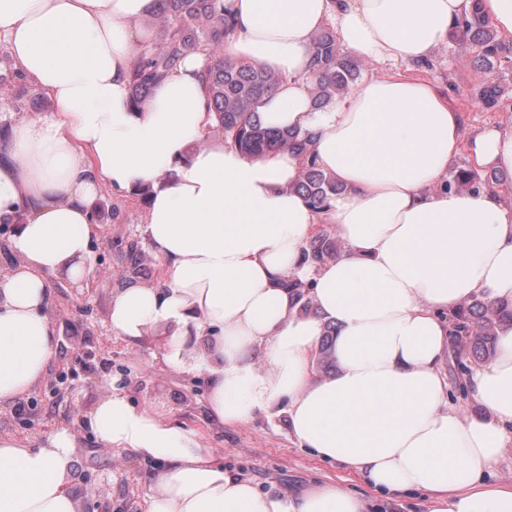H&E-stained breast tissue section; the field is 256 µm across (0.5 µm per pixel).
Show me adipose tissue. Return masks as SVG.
<instances>
[{
    "label": "adipose tissue",
    "mask_w": 512,
    "mask_h": 512,
    "mask_svg": "<svg viewBox=\"0 0 512 512\" xmlns=\"http://www.w3.org/2000/svg\"><path fill=\"white\" fill-rule=\"evenodd\" d=\"M470 5L224 0L234 24L225 55L281 78L258 105L264 125L310 140L344 188L319 214L293 188L297 154L210 138L203 54L185 56L133 105L131 62L155 41V0H0V36L20 75L55 104L0 141V221L19 225L18 263L0 278V407L46 377L57 346L50 280H85L102 187L144 189L143 231L163 283L117 291L111 330L134 344L162 329L170 367L207 372L215 423L283 414L300 447L374 489L422 493L431 512H512V484L490 479L512 444V328L465 376L471 414L451 401L447 373L449 314L475 296L512 307V124L464 137L436 87L402 74L364 79L321 109L308 92L324 26L356 59L415 63ZM463 152L499 182L443 190ZM317 224L335 225L344 252L314 268L301 252ZM292 277L312 281L317 314L299 313ZM328 321L336 371L321 376ZM85 423L101 447L161 463L147 512L371 510L331 482L259 491L194 433L113 386ZM79 444L66 427L33 446L0 436V512H83L71 489Z\"/></svg>",
    "instance_id": "ef3b65f1"
}]
</instances>
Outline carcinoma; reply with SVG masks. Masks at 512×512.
Listing matches in <instances>:
<instances>
[{"label": "carcinoma", "instance_id": "cac0c4a2", "mask_svg": "<svg viewBox=\"0 0 512 512\" xmlns=\"http://www.w3.org/2000/svg\"><path fill=\"white\" fill-rule=\"evenodd\" d=\"M154 19L157 43L137 55L131 65L133 103L139 106L146 101L154 86L186 55L206 53L207 108L215 114V128L245 153L284 150L302 156L303 168L296 190L315 210L326 209L342 187L319 168L311 144L294 132L264 126L257 110L263 98L277 91L280 77L224 56V39L233 29L230 18L224 13V0H157ZM450 35L468 45L476 60L488 71L512 53V48L497 37L494 27L482 13L480 0H472L471 8L456 21ZM312 63L308 91L317 107L348 93L360 76L356 61L342 52L336 36L327 30L313 37ZM503 93V86L490 81L482 88L480 98L486 107L493 108ZM496 182L494 173L482 178L474 170L462 167L444 182L443 189L477 191ZM341 252L342 243L337 237L324 228L315 229L303 248L302 264L317 266L335 260ZM125 255L127 265L122 284L127 287L140 283L147 256L135 241L127 243ZM284 287L294 296L301 312L307 314L314 309L312 284L295 277L285 282ZM448 323L454 359L479 363L493 355L499 330L512 326V309L493 306L474 297L449 315Z\"/></svg>", "mask_w": 512, "mask_h": 512}]
</instances>
